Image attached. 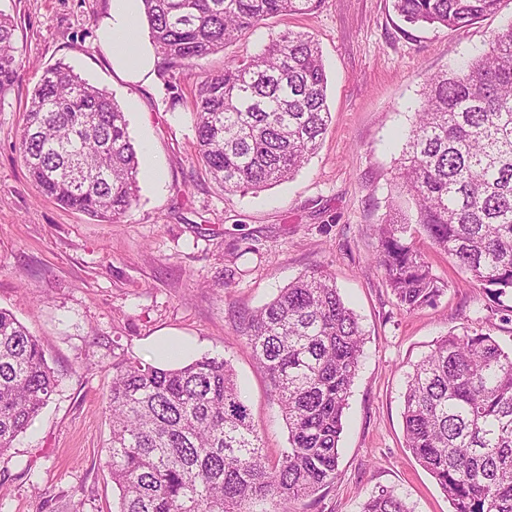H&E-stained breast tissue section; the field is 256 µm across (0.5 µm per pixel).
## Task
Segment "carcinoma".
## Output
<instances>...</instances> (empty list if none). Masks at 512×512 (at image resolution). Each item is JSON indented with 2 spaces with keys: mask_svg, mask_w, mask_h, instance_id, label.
I'll return each instance as SVG.
<instances>
[{
  "mask_svg": "<svg viewBox=\"0 0 512 512\" xmlns=\"http://www.w3.org/2000/svg\"><path fill=\"white\" fill-rule=\"evenodd\" d=\"M502 0H392L401 24L469 27ZM322 0H142L159 72L196 67L276 16ZM15 24L0 12V94L17 75ZM399 158L416 217L376 225V261L398 306L434 304L444 285L421 235L497 302L512 299V23L456 70L425 78ZM195 153L229 192L287 181L327 130V75L304 32L271 37L220 74H198ZM19 151L59 204L115 224L136 201L139 160L122 107L70 67L43 70L27 101ZM247 345L267 374L289 447L271 464L225 358L112 363L105 413L112 512H289L335 484L344 412L363 332L330 275H300L248 317ZM56 384L37 338L0 309V456ZM407 447L452 512H512V349L489 334L450 333L414 365L404 393ZM363 512H409L390 491Z\"/></svg>",
  "mask_w": 512,
  "mask_h": 512,
  "instance_id": "1",
  "label": "carcinoma"
}]
</instances>
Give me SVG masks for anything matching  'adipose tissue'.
Segmentation results:
<instances>
[{"instance_id":"1","label":"adipose tissue","mask_w":512,"mask_h":512,"mask_svg":"<svg viewBox=\"0 0 512 512\" xmlns=\"http://www.w3.org/2000/svg\"><path fill=\"white\" fill-rule=\"evenodd\" d=\"M145 38L141 0H111L108 14L98 25V44L111 64L122 69L134 66L139 74H146L151 61L140 53Z\"/></svg>"}]
</instances>
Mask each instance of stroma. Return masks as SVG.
Instances as JSON below:
<instances>
[{
	"instance_id": "obj_1",
	"label": "stroma",
	"mask_w": 512,
	"mask_h": 512,
	"mask_svg": "<svg viewBox=\"0 0 512 512\" xmlns=\"http://www.w3.org/2000/svg\"><path fill=\"white\" fill-rule=\"evenodd\" d=\"M110 0H0L16 24L22 66L0 96V308L37 337L57 379L46 406L0 457V512H112L103 408L116 357L154 362L156 340L234 367L269 459L288 429L264 371L246 345L245 317L301 273H330L364 333L345 410L338 477L293 512H363L379 492L409 512H450L435 479L408 450L403 395L413 364L454 332H489L512 347V314L444 254L429 260L445 285L431 306L399 307L375 261L376 224L414 215L397 179L401 136L422 101L426 75L456 69L512 23V0L478 23L399 30L391 0H323L315 12L267 19L202 60L260 53L273 33L318 40L331 122L320 148L287 182L229 192L194 156L195 71L140 81L115 71L97 43ZM58 63L121 105L140 164L138 199L107 224L44 198L19 154L23 107L43 69Z\"/></svg>"
}]
</instances>
